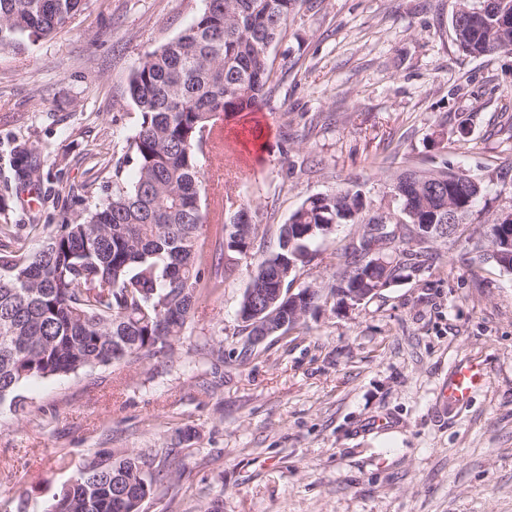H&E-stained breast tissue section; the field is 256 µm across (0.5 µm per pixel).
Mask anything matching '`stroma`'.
I'll list each match as a JSON object with an SVG mask.
<instances>
[{
  "mask_svg": "<svg viewBox=\"0 0 512 512\" xmlns=\"http://www.w3.org/2000/svg\"><path fill=\"white\" fill-rule=\"evenodd\" d=\"M456 0H312L273 57L270 107L223 118L225 157L275 225L309 196L360 178L373 203L406 167L448 161L481 178L490 209L512 198V49L458 50ZM205 0H88L66 29L22 53L0 51V201L27 249L39 227L94 206L126 177L135 107L126 94L145 52L177 37ZM467 135H460V128ZM35 150L41 185L7 180L14 145ZM106 159L108 169L94 168ZM84 203L72 195L87 182ZM341 225L313 245L296 285L323 282ZM431 267L348 312L324 308L303 333L272 337L241 360L238 270L203 299L180 358L34 379L28 409L0 407V512H46L100 450L171 448L181 464L144 512H187L221 496L223 512H512V274L470 266L434 243ZM224 343V361L195 353ZM462 360L486 385L461 407L439 389ZM190 430L183 439L182 430Z\"/></svg>",
  "mask_w": 512,
  "mask_h": 512,
  "instance_id": "stroma-1",
  "label": "stroma"
}]
</instances>
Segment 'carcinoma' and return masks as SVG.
Masks as SVG:
<instances>
[{"label":"carcinoma","mask_w":512,"mask_h":512,"mask_svg":"<svg viewBox=\"0 0 512 512\" xmlns=\"http://www.w3.org/2000/svg\"><path fill=\"white\" fill-rule=\"evenodd\" d=\"M85 0H0V50H20L52 37L82 11ZM305 0H206L176 38L145 53L128 84L140 120L127 140L136 177L112 172V195L85 215L64 214L46 226L42 247L24 249L0 207V404L25 408L20 394L34 378L77 374L112 364H144L175 356L200 301L224 286L245 258L249 283L268 292L289 286L312 261L310 246L341 224L356 238L336 253L325 283L304 284L336 295L342 288L391 286L423 267V244L450 242L475 263L512 272V249L492 250L503 214L473 227L482 211V182L448 163L392 175L394 209L368 201L359 179L305 199L279 227L275 247L254 250L264 212L247 191L230 185L224 199L202 188L203 160L233 152L221 117L269 105L271 51ZM451 22L459 50L487 57L512 48V0H457ZM14 177L41 179L40 159L13 152ZM461 225L446 236L448 206ZM325 305L278 301L273 322L285 336ZM174 471L144 450L94 458L53 498L47 512H143Z\"/></svg>","instance_id":"obj_1"}]
</instances>
